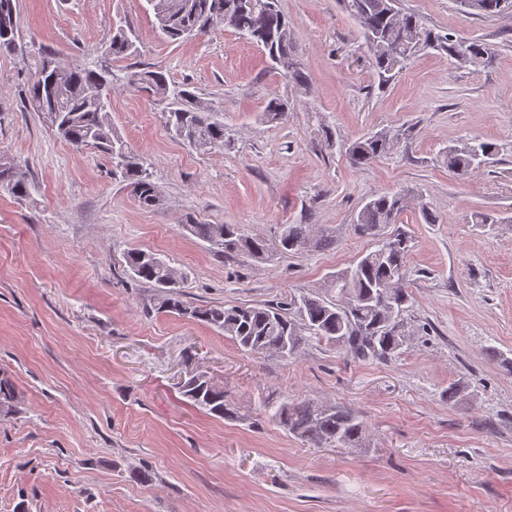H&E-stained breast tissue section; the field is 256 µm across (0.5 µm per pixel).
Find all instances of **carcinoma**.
Returning a JSON list of instances; mask_svg holds the SVG:
<instances>
[{"instance_id":"obj_1","label":"carcinoma","mask_w":512,"mask_h":512,"mask_svg":"<svg viewBox=\"0 0 512 512\" xmlns=\"http://www.w3.org/2000/svg\"><path fill=\"white\" fill-rule=\"evenodd\" d=\"M512 0H457L460 8L493 16ZM162 36L171 42L209 33L216 27H231L263 48L270 66L281 70L297 84L306 76L293 55L292 24L280 10L279 0H147ZM373 53L381 83H388L406 62L424 48L440 49L450 57L463 53L483 64L488 51L447 34L441 36L425 27L414 14L404 12L399 0H344ZM13 0H0V51L18 49V29L11 25ZM135 45L119 26L105 41L103 54L109 61L132 55ZM48 75L38 74L28 86L30 110L57 123L56 134L75 147L93 146L109 158L112 175L126 182L140 206L160 204L161 195L150 173L124 141L112 131V66L95 62L72 66L49 52ZM128 83L143 85L168 102L167 127L171 136L199 149L224 147V122L185 86L168 81L160 70H143L127 75ZM288 103L274 96L263 110L268 120H280ZM392 139L386 133L359 139L347 149L354 165H366L387 153ZM477 147L484 161L493 159V144L478 139L448 148V169L465 176L473 172L471 148ZM0 185L17 198L27 197L35 185L21 166L0 156ZM404 208L399 195L381 194L370 199L357 215L358 229L374 234L384 224H393ZM183 228L199 240L223 249L228 255L263 258L270 243L264 237L242 232L236 224H205L189 219ZM307 243V225L289 224L278 237L282 252H296ZM409 240L403 234L385 238L356 264L336 273L319 293L303 294L291 302L192 306L183 300L181 285L171 283L177 269L151 251L135 249L125 256L131 277L160 291L159 308L202 321L224 332L244 352L287 358L310 339L340 346L363 360H386L406 340L402 315L410 295L404 287ZM184 393L195 406L218 418L232 417L224 389L202 384L192 377ZM269 418L301 441L317 447L358 448L364 445L363 423L342 407L319 408L308 402L263 403Z\"/></svg>"}]
</instances>
